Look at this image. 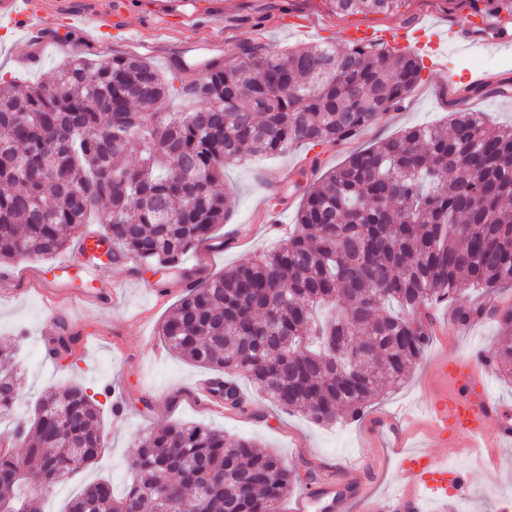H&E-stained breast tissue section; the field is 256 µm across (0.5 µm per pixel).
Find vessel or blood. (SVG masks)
I'll return each instance as SVG.
<instances>
[{
	"label": "vessel or blood",
	"mask_w": 512,
	"mask_h": 512,
	"mask_svg": "<svg viewBox=\"0 0 512 512\" xmlns=\"http://www.w3.org/2000/svg\"><path fill=\"white\" fill-rule=\"evenodd\" d=\"M121 9L109 11H61L57 20L65 26L81 25L87 31L86 43L103 42L117 26ZM512 23L502 19L491 21L483 14L467 13L450 22L444 40L457 43L473 53L489 50L490 30L507 31ZM45 29V7L42 0H0V30L14 34L11 47L22 51L27 38L38 36ZM345 40L356 43L385 44L398 50L413 49L426 52L431 68L442 66L437 52L438 42L426 41L419 24H401L395 29L371 27L351 28L344 32ZM505 93V83L484 72L470 75L467 83H448V104L461 107L474 96L475 91ZM98 233H85L76 244L70 259L52 265L49 271L38 272L33 286L50 307L67 303H93L110 307L113 293L99 287H87L83 280L89 272L85 259L102 250ZM491 364L484 355L477 354L464 361L449 360L439 354L431 362L432 376L441 381L436 395L427 406V435L440 446L444 455L437 456L424 448L405 444L404 431L407 415L392 413L376 420L372 425L376 448H398L402 451L399 466L400 479L395 491L381 498L365 497L360 512H471L473 482L469 470L449 469L448 458L466 454L480 443L492 440L499 448H512V420L485 392L480 379L481 371ZM356 484L354 468H347L343 479L326 477L313 489L305 491L296 506L299 512H350L352 497L339 487L340 482Z\"/></svg>",
	"instance_id": "b4317fda"
}]
</instances>
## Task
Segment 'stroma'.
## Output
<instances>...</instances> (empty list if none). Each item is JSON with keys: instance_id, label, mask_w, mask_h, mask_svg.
<instances>
[{"instance_id": "35a3bbf8", "label": "stroma", "mask_w": 512, "mask_h": 512, "mask_svg": "<svg viewBox=\"0 0 512 512\" xmlns=\"http://www.w3.org/2000/svg\"><path fill=\"white\" fill-rule=\"evenodd\" d=\"M124 3L127 17L112 31L113 53L147 58L167 72L171 66L166 53L172 46L187 45L193 49L187 66L192 78L201 76L206 46L219 36L229 45L259 41L278 50L337 41L339 30L347 24L392 28L419 19L438 32L465 11L461 0H409L397 15H357L344 21L325 0H196L195 7L181 6L165 20L155 14L154 0ZM61 39L62 46H44L32 67L11 56L7 44L0 41V76L27 83L50 82L55 67L70 57L65 44L78 41L79 36L65 31ZM481 69L512 82V49L491 50L478 57L447 46L443 69L424 71L414 94L399 108L354 139L318 149V172L336 167L352 151L396 136L406 127L447 124L448 78L460 79ZM306 154L305 148H293L275 157L248 158L225 167L222 190L232 201L231 212L224 224L215 227L214 241L184 256L183 265L194 279L211 278L281 241L275 225L295 223L300 205L298 169ZM137 267V262L128 258L105 269L103 289L119 291L108 309L74 305L50 310L39 294L25 291L18 279L25 268L20 261L8 266L10 281H0V339L15 341L23 377L22 398L11 414L0 418V431H9L16 418L31 414L49 388L77 384L103 395L104 452L95 464L59 482L43 500V512H63L70 498L102 477L111 478L114 493H123L130 483L126 458L133 439L175 422L202 423L232 437L255 440L289 465L327 477L335 475L339 465L371 458L378 466L365 472L366 489L377 496L395 490L399 474L392 451L369 447L364 423L314 424L264 399L247 382L242 385L248 398L247 412L215 411L199 392L200 382L212 378V371L178 358L158 336L162 321L184 292L183 281L169 279L160 291L155 277L139 274ZM434 315V334L424 361L412 369L402 386L387 389L371 407L375 414L386 410L409 414L419 436L426 430V407L434 394L426 376L428 362L448 344L444 328L447 307L437 306ZM53 323L76 335L71 359L49 356L45 339ZM108 387L122 393L123 415L112 414V398L104 393ZM457 464L474 471V512H497L501 499H512V459L500 448L475 449Z\"/></svg>"}]
</instances>
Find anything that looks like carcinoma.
Instances as JSON below:
<instances>
[{"instance_id": "obj_1", "label": "carcinoma", "mask_w": 512, "mask_h": 512, "mask_svg": "<svg viewBox=\"0 0 512 512\" xmlns=\"http://www.w3.org/2000/svg\"><path fill=\"white\" fill-rule=\"evenodd\" d=\"M341 18L397 15L407 0H326ZM512 20V0H466ZM423 55L349 42L286 53L247 43L201 77H166L135 55L76 56L51 84L0 79V265L67 250L96 222L112 261L186 282L162 323L169 351L224 375L210 389L244 409L236 377L318 425L363 418L383 386L423 358L430 310L446 301L460 325L473 290L512 288V126L451 113L448 129L415 125L351 152L303 190L280 246L203 284L181 266L224 223V166L327 147L401 104ZM177 97L181 109L167 102ZM139 158L127 163L129 150ZM489 354L512 383V307L496 311ZM60 329L48 351L73 356ZM16 348L0 344V415L15 405ZM105 449L95 396L71 385L0 436V508L41 512L40 496ZM134 479L86 485L66 512H278L299 473L255 441L197 423L166 425L131 446Z\"/></svg>"}]
</instances>
